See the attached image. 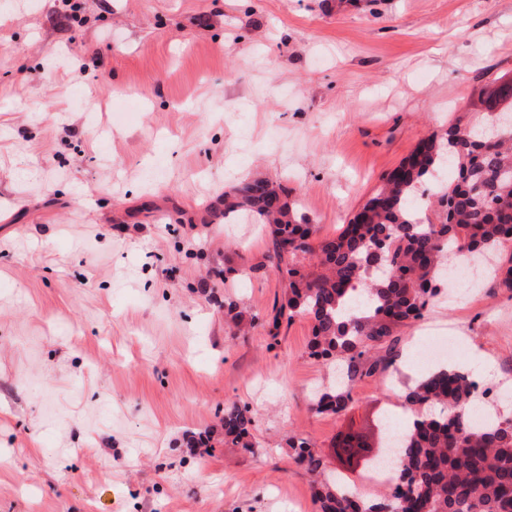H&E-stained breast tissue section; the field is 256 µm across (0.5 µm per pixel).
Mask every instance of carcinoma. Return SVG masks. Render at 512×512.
Masks as SVG:
<instances>
[{
    "label": "carcinoma",
    "mask_w": 512,
    "mask_h": 512,
    "mask_svg": "<svg viewBox=\"0 0 512 512\" xmlns=\"http://www.w3.org/2000/svg\"><path fill=\"white\" fill-rule=\"evenodd\" d=\"M478 104L482 128L512 112V80ZM446 167L454 172L448 181L441 178ZM242 214L269 225L268 259L287 281L272 326L312 320L309 356L339 373L313 409L339 416L356 380L383 375L401 356L402 329L424 316L452 257L492 256L495 278L512 290V253L497 257L512 242V129L485 144L458 121L420 141L336 236L315 237V225L268 180H242L224 193V223ZM475 397L465 372H427L405 396L414 413L398 446L405 462L373 499L325 477L311 441L296 439L295 463L322 476L318 512H512V417L472 423ZM220 423L224 442L255 447L249 407L225 406Z\"/></svg>",
    "instance_id": "carcinoma-1"
}]
</instances>
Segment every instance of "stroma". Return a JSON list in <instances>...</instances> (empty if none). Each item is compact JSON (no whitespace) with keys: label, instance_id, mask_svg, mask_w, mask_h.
Returning <instances> with one entry per match:
<instances>
[{"label":"stroma","instance_id":"obj_1","mask_svg":"<svg viewBox=\"0 0 512 512\" xmlns=\"http://www.w3.org/2000/svg\"><path fill=\"white\" fill-rule=\"evenodd\" d=\"M77 3L0 0V512H317L289 438L335 472L338 432L401 422L427 322L459 325L453 363H488L489 394L512 379V291L486 278L406 328L345 415L317 413L310 320L268 336L267 228L208 213L267 177L338 234L421 139L482 122L467 106L512 76V0ZM231 403L254 453L218 430Z\"/></svg>","mask_w":512,"mask_h":512}]
</instances>
